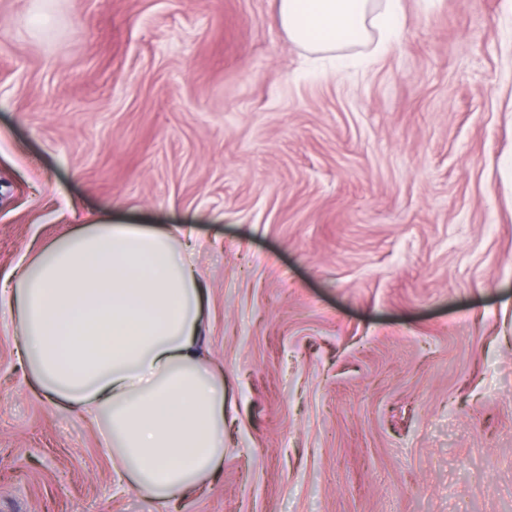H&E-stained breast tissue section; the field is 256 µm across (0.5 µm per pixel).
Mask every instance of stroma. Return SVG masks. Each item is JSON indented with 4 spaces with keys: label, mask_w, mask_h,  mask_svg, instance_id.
<instances>
[{
    "label": "stroma",
    "mask_w": 512,
    "mask_h": 512,
    "mask_svg": "<svg viewBox=\"0 0 512 512\" xmlns=\"http://www.w3.org/2000/svg\"><path fill=\"white\" fill-rule=\"evenodd\" d=\"M322 70L278 0H0V276L185 226L217 481L167 512H512V0H403ZM0 512H159L0 321Z\"/></svg>",
    "instance_id": "35a3bbf8"
}]
</instances>
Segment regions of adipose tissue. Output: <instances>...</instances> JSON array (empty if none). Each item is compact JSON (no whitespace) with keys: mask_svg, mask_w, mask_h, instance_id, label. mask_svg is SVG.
<instances>
[{"mask_svg":"<svg viewBox=\"0 0 512 512\" xmlns=\"http://www.w3.org/2000/svg\"><path fill=\"white\" fill-rule=\"evenodd\" d=\"M402 0H279L292 42L350 66L338 47L402 36ZM205 288L186 235L84 224L0 280V320L20 363L57 409L86 415L120 482L149 503L180 500L224 461V369L203 355Z\"/></svg>","mask_w":512,"mask_h":512,"instance_id":"ef3b65f1","label":"adipose tissue"}]
</instances>
